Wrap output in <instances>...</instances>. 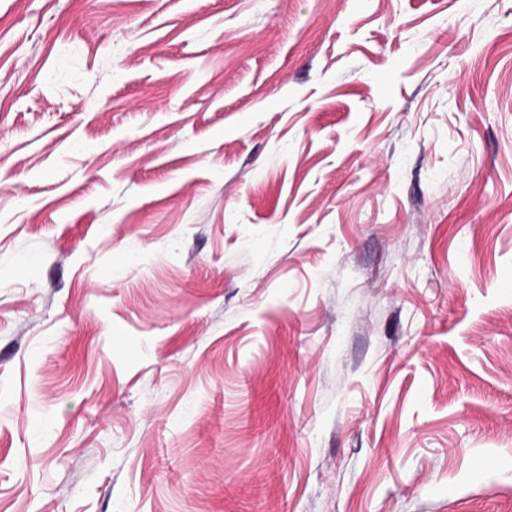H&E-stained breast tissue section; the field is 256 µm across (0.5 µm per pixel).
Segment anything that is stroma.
Segmentation results:
<instances>
[{"label":"stroma","instance_id":"obj_1","mask_svg":"<svg viewBox=\"0 0 512 512\" xmlns=\"http://www.w3.org/2000/svg\"><path fill=\"white\" fill-rule=\"evenodd\" d=\"M0 512H512V0H0Z\"/></svg>","mask_w":512,"mask_h":512}]
</instances>
